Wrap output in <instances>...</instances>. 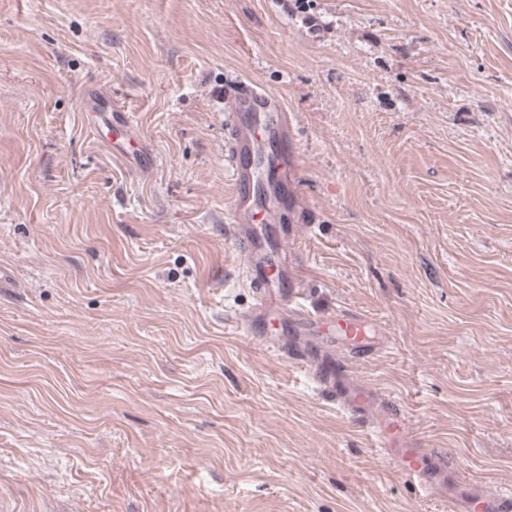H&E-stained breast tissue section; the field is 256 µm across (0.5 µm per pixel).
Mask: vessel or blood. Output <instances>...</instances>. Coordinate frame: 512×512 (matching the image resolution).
I'll use <instances>...</instances> for the list:
<instances>
[{"label": "vessel or blood", "mask_w": 512, "mask_h": 512, "mask_svg": "<svg viewBox=\"0 0 512 512\" xmlns=\"http://www.w3.org/2000/svg\"><path fill=\"white\" fill-rule=\"evenodd\" d=\"M238 104L225 122L224 146L233 170L232 222L225 231L238 245L241 267L254 283L258 298L252 311L241 318V330L248 336H265L270 329L279 334L294 332L309 336L313 346L305 351L273 343L272 349L305 368L319 385L335 394L344 410L363 424H370L368 392L353 385L349 373L354 363L364 360L384 343V332L364 314L348 307L335 315L321 316L289 308L288 300L298 292L297 280L287 268L273 270L275 256L284 252L288 232L277 227L275 207L262 200L264 176L253 163L266 139H274L279 149L275 165L281 177L295 169V146L283 102L274 94L252 86L237 94ZM112 152L133 170L151 168L153 157L146 149L130 150L131 124L126 113L112 114ZM405 432V421L391 414L384 428L374 432V442L385 454L397 457V469L415 500L427 501L433 490L425 461L416 454L395 453L394 441Z\"/></svg>", "instance_id": "b4317fda"}]
</instances>
